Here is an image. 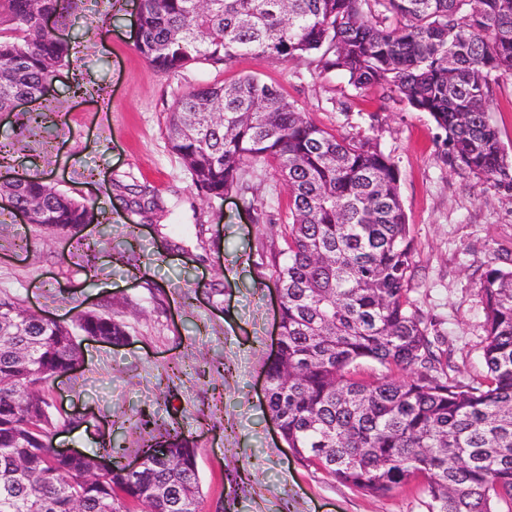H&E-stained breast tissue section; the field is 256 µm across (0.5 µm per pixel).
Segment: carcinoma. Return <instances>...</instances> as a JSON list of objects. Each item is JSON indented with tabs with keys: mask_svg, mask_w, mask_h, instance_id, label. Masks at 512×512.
I'll list each match as a JSON object with an SVG mask.
<instances>
[{
	"mask_svg": "<svg viewBox=\"0 0 512 512\" xmlns=\"http://www.w3.org/2000/svg\"><path fill=\"white\" fill-rule=\"evenodd\" d=\"M80 0H0V112L45 99L73 46L44 24L67 25ZM136 48L176 75L245 55L337 72L427 113L443 160L512 193V161L491 122L493 86L512 75V0H138ZM169 146L203 200L239 191L266 167L288 187L285 248L274 253L281 339L268 358L267 406L294 455L340 484L386 497L422 478L427 512H512V270L480 278L486 374L465 379L449 340L409 298L414 250L399 169L369 137L329 132L256 75L184 93L167 115ZM0 193L36 205L32 223L78 235L110 217L27 174L0 154ZM127 211L161 210L129 191ZM112 345L126 330L96 311L70 327L0 294V512H200L195 449L177 427L139 419L154 449L135 474L124 448L64 455L54 381L82 361L78 334ZM378 372L365 375V366ZM106 456L111 467L95 469Z\"/></svg>",
	"mask_w": 512,
	"mask_h": 512,
	"instance_id": "carcinoma-1",
	"label": "carcinoma"
}]
</instances>
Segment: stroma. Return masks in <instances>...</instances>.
<instances>
[{
	"instance_id": "obj_1",
	"label": "stroma",
	"mask_w": 512,
	"mask_h": 512,
	"mask_svg": "<svg viewBox=\"0 0 512 512\" xmlns=\"http://www.w3.org/2000/svg\"><path fill=\"white\" fill-rule=\"evenodd\" d=\"M136 0H82L62 29L77 49L52 82L50 117L14 136L24 112H0V143L27 172L106 210L110 225H87L81 240L52 235L0 208V291L32 313L72 322L97 310L122 323L123 344L82 337V364L55 381L50 401L68 417L57 448L101 447L140 454L136 422L176 423L197 450L201 512H426L421 480L374 498L297 459L271 421L264 371L276 339L271 248L290 197L272 175L203 201L165 134L183 93L255 74L278 84L318 126L375 138L400 172L414 246L409 297L451 337L462 376L484 374L481 275L512 269V193L443 161L427 113L379 90L358 91L338 74L241 57L164 74L136 48ZM85 95H73L74 82ZM165 209L158 222L130 214L122 186ZM261 197L274 217L257 224ZM79 425H72V418Z\"/></svg>"
}]
</instances>
